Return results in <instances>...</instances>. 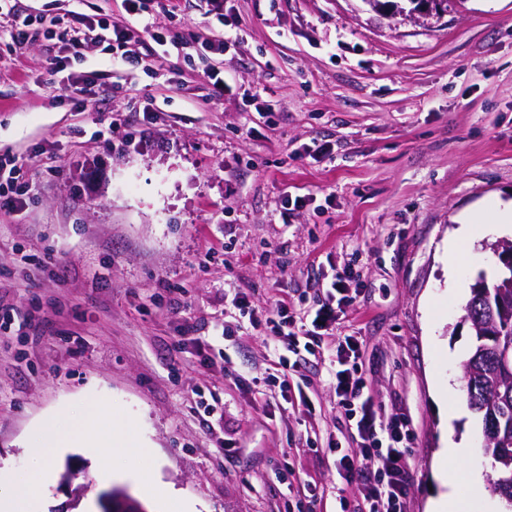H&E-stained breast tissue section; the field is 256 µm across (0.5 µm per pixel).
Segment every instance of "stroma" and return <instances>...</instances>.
Masks as SVG:
<instances>
[{"label":"stroma","mask_w":512,"mask_h":512,"mask_svg":"<svg viewBox=\"0 0 512 512\" xmlns=\"http://www.w3.org/2000/svg\"><path fill=\"white\" fill-rule=\"evenodd\" d=\"M146 9L175 46L160 59L144 41L132 66L89 44L67 66L98 75L85 112L51 69L53 36L79 12L124 23L123 0H17L39 30L20 49L0 19V155L23 160L32 185L22 215L0 216V469L25 472L41 418L71 421L91 392L136 443L118 464L198 512H281L308 488L313 512L356 507L328 449L351 441L333 350L297 360L281 395L265 323L225 295L238 288L255 310L288 298L307 326L315 291L350 266L359 283L335 333L359 338L366 393L412 422L406 512L440 493L447 437L481 475L460 484L470 512H504L463 390L461 318L501 266L490 243L512 238L496 224L512 203V0H450L424 21L365 0H226L231 45L216 62L199 53L207 0ZM287 193L307 205L284 210ZM467 222L478 233L452 275L447 243ZM68 469L89 483L81 499ZM54 470L47 512H99L102 492L134 488L99 482L86 448Z\"/></svg>","instance_id":"35a3bbf8"}]
</instances>
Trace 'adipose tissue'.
<instances>
[{"label": "adipose tissue", "instance_id": "adipose-tissue-1", "mask_svg": "<svg viewBox=\"0 0 512 512\" xmlns=\"http://www.w3.org/2000/svg\"><path fill=\"white\" fill-rule=\"evenodd\" d=\"M102 411L99 404L82 405L79 415L61 427L56 426L54 417H47L36 429L37 442L30 454L31 475L0 470V512H44L45 503L35 493L32 481L53 480V457L60 448L99 449L98 473L104 477L112 475L116 450L128 448L130 442L124 427L101 425ZM441 454L449 461L448 466L437 472L444 491L431 500L429 512H464L456 493L459 476L453 465L465 461L468 450L452 446L443 448Z\"/></svg>", "mask_w": 512, "mask_h": 512}]
</instances>
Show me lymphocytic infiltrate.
Masks as SVG:
<instances>
[{"label": "lymphocytic infiltrate", "instance_id": "1", "mask_svg": "<svg viewBox=\"0 0 512 512\" xmlns=\"http://www.w3.org/2000/svg\"><path fill=\"white\" fill-rule=\"evenodd\" d=\"M125 9L134 24H116L96 14H84L80 24L64 32L62 50L77 57L88 44L106 41L118 51L122 62L136 65L141 58L136 44L152 40L163 46L167 37L144 14L142 0H125ZM16 158L0 156V213L18 214L30 199L28 183L20 182ZM357 277L352 268L338 272L331 289L318 298L312 328L298 336L296 321L285 301H277L265 314L270 327L269 340L279 351L280 366H287L289 355L316 354L322 346V334L334 329L338 314L350 298L346 284ZM360 341L355 336L338 338L334 344L337 368V406L351 424L350 446H336L338 463L345 476L359 482L363 506L359 512H406L410 475L404 465L414 432L403 415L385 413L381 405L364 394V379L357 358Z\"/></svg>", "mask_w": 512, "mask_h": 512}]
</instances>
